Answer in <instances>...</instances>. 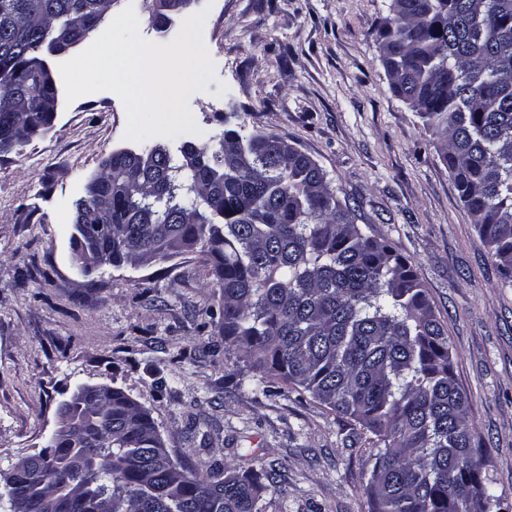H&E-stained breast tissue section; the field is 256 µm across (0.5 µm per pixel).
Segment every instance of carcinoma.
I'll return each instance as SVG.
<instances>
[{"label":"carcinoma","mask_w":512,"mask_h":512,"mask_svg":"<svg viewBox=\"0 0 512 512\" xmlns=\"http://www.w3.org/2000/svg\"><path fill=\"white\" fill-rule=\"evenodd\" d=\"M112 0H0V60L98 28ZM378 30L393 92L433 130L479 236L512 278V0H391ZM32 74L0 83V136L50 124ZM173 159L144 140L112 154L72 224H110L112 266L200 252L219 290L224 350L372 434L371 512H492L468 398L443 325L410 262L355 224L321 167L285 138L224 131ZM41 467L0 492V512H262L259 475L191 471L118 388L64 407ZM82 460L69 467V457Z\"/></svg>","instance_id":"cac0c4a2"}]
</instances>
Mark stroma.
<instances>
[{
    "instance_id": "1",
    "label": "stroma",
    "mask_w": 512,
    "mask_h": 512,
    "mask_svg": "<svg viewBox=\"0 0 512 512\" xmlns=\"http://www.w3.org/2000/svg\"><path fill=\"white\" fill-rule=\"evenodd\" d=\"M391 0H214L217 78L191 96L204 137L272 132L312 158L365 232L408 258L444 326L468 396L481 478L512 506V284L481 242L431 130L390 88L378 28ZM227 92H220V85ZM120 98L60 104L49 131L0 158V469L38 452L60 403L107 384L149 410L174 459L274 475L265 512H370L369 433L308 395L240 387L200 255L84 277L76 199L131 147ZM165 390H158V380Z\"/></svg>"
}]
</instances>
